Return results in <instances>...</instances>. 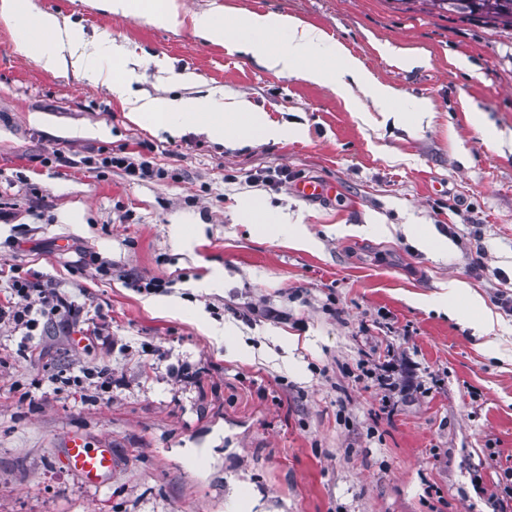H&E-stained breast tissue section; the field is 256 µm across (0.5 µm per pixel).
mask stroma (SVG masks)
Listing matches in <instances>:
<instances>
[{"instance_id": "35a3bbf8", "label": "stroma", "mask_w": 512, "mask_h": 512, "mask_svg": "<svg viewBox=\"0 0 512 512\" xmlns=\"http://www.w3.org/2000/svg\"><path fill=\"white\" fill-rule=\"evenodd\" d=\"M178 2L183 24L163 28L93 0H35L99 46L91 66L124 46L134 91L242 96L306 133L232 146L133 123L106 85L43 70L22 29L0 24V266L104 327L90 341L0 327V512H512V28L427 0ZM202 11L295 16L405 111L424 103L436 118L380 124L364 92L347 105L337 86L198 36ZM402 49L421 64L402 68ZM122 152L163 176L103 167ZM276 167L336 194L252 183ZM246 197L312 245L255 232ZM406 224L450 249L421 250ZM135 274L165 286L138 291ZM451 280L482 298L487 334L431 306ZM227 329L242 354L217 343ZM103 364L120 384L100 394L88 374ZM185 364L195 382L177 380ZM73 435L111 449L99 486L64 467Z\"/></svg>"}]
</instances>
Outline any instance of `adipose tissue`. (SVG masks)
<instances>
[{
	"mask_svg": "<svg viewBox=\"0 0 512 512\" xmlns=\"http://www.w3.org/2000/svg\"><path fill=\"white\" fill-rule=\"evenodd\" d=\"M98 2L101 8L117 16L143 11L152 21L163 26L181 23L177 0ZM22 19L38 28L37 35L26 36L23 47L43 69L53 72L78 70L90 82L111 85L114 92L127 96L128 117L132 122L146 121L172 132L183 123L203 128L212 138L233 145L280 135L279 130L266 121L263 113L257 112L243 97L223 109L209 99L128 97L127 73L120 50L112 52L116 62L112 69L88 68V54L82 49L83 37L77 27L61 22L54 13L34 11L32 0H0V22L13 24ZM191 22L196 31L213 42L252 56L278 73L298 75L315 83L339 81L346 86L364 80L359 65L346 57L342 47L326 43L320 32L303 26L294 16L265 13L228 19L202 12L194 14ZM442 302L454 313L460 306H467L471 326L481 332L490 330L493 319L486 312L482 299L472 295L462 283L449 282Z\"/></svg>",
	"mask_w": 512,
	"mask_h": 512,
	"instance_id": "1",
	"label": "adipose tissue"
}]
</instances>
